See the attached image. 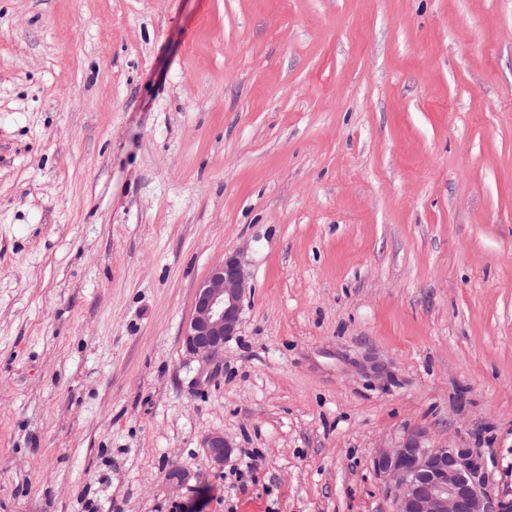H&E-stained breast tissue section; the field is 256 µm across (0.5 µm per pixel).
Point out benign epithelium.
<instances>
[{"label": "benign epithelium", "instance_id": "1", "mask_svg": "<svg viewBox=\"0 0 512 512\" xmlns=\"http://www.w3.org/2000/svg\"><path fill=\"white\" fill-rule=\"evenodd\" d=\"M249 276L239 258L224 257L197 286L190 319L183 331L187 353L206 362L224 352L237 335ZM206 457L224 465L231 445L220 433L204 440ZM376 475L394 493L396 512H512V491L491 488L483 457L474 449L430 442L414 431L391 446L375 450Z\"/></svg>", "mask_w": 512, "mask_h": 512}]
</instances>
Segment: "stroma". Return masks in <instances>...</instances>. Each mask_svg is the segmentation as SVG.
Listing matches in <instances>:
<instances>
[{"instance_id":"1","label":"stroma","mask_w":512,"mask_h":512,"mask_svg":"<svg viewBox=\"0 0 512 512\" xmlns=\"http://www.w3.org/2000/svg\"><path fill=\"white\" fill-rule=\"evenodd\" d=\"M412 430L512 490V0H0V512H395ZM249 293V276L236 255L225 256L212 267L197 286L183 331L186 352L206 362L217 359L224 343L240 330L243 302ZM206 448V457L213 466L220 467L224 465V457L230 452L232 446L224 438L223 434L213 433L204 440Z\"/></svg>"}]
</instances>
